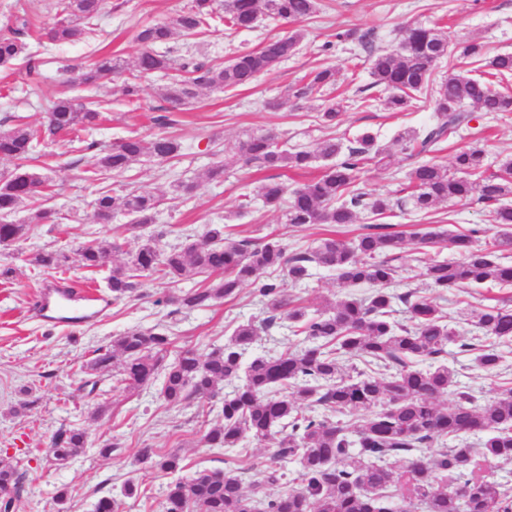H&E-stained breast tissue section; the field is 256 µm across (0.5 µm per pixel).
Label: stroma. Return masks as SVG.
Wrapping results in <instances>:
<instances>
[{"instance_id": "stroma-1", "label": "stroma", "mask_w": 512, "mask_h": 512, "mask_svg": "<svg viewBox=\"0 0 512 512\" xmlns=\"http://www.w3.org/2000/svg\"><path fill=\"white\" fill-rule=\"evenodd\" d=\"M189 3L107 0L95 38L52 44L44 31L57 18V0H0V25L28 12L29 48L43 58L46 74L44 82L31 92L24 84L23 61L0 69V122L20 114L31 124L43 123L49 101L67 92L66 82L75 68L110 53L133 60L141 50L134 39L136 29L169 21ZM414 25L438 29L453 49L462 42L475 41L483 45L489 58L512 53V0H320L318 11L300 24L304 39L296 55L259 75L248 87L203 89L195 100L177 108L162 96L167 78L160 73L141 79L140 97L133 102L124 94L123 78L101 88L109 106L102 124L91 131V139L104 147L130 135L148 140L163 133L180 143L178 156L163 163L139 162L105 180L90 181L86 178L93 163L90 152L79 151L77 143L66 137L47 145V161L37 170L54 184L55 196L50 202L54 220L32 225L22 249L0 248V267L13 270L9 278H0V458H10L24 474L14 512H93L100 496L122 497V487L128 481L139 484L146 493L122 498L124 512H161L162 494L172 476L140 464L137 456L143 448L179 451L186 477L230 461L245 466L246 481L260 479L264 448L251 443L246 450L228 452L201 442L202 425L216 421V407L197 403L169 406L159 396L161 384L157 381L139 391H124L113 389L106 376L93 387L81 370L94 348L138 326L170 321L176 346L207 349L223 345L235 323L259 322L265 317L252 286L240 288L236 299L174 316L170 296L175 289L198 286L199 276L188 277L176 288L153 283L146 286L140 300L111 304L102 316L71 329L44 322L34 312L48 277L30 265L28 258L42 248L63 250L70 261L60 280L105 292L102 274L88 273L79 262V250L88 235L109 238L118 233L116 224L92 220V202L103 188L114 195L134 190L154 194L160 199L157 223L176 225L185 234L200 235L204 225L223 222L230 214L234 238L258 243L273 233L291 251L316 245L325 235L323 225L294 227L287 222L285 208H267L252 197L264 174L239 161L238 143L245 134L271 131L289 145L313 151L325 139L346 143L367 130L378 145L391 146L400 133L429 124L433 119L430 92H423L405 111L389 109L385 93L371 86L368 55L357 39L336 38L347 30L357 34L370 31L376 47L386 48L396 45L404 29ZM282 30L279 22L265 17L256 28L245 31L218 23L195 36L175 35L163 50L174 59L194 53L222 63L238 52L259 48ZM321 66L335 68V86L318 100L296 97L308 74ZM275 97L283 100V108H264V100ZM338 100L343 103L338 123L325 126L320 113L325 104ZM474 141L484 148L489 170L498 171L501 160L512 156V113H477L470 128L444 143L432 159L452 166L457 149ZM218 161L226 165L223 180L203 179V172ZM413 164L406 154L396 153L389 169L365 168L362 184L367 192L403 199L406 174ZM176 179L198 181L195 196L188 200L173 197L169 187ZM388 221L395 230L406 233L429 227L454 233L477 228L484 243L497 232L487 205L474 198L442 203L426 213L397 208ZM277 278L289 298L301 299L312 312L340 293L335 272L325 269L314 271L299 287L288 282L285 273H278ZM500 301L512 304V287L484 283L450 290L440 304L461 343H467L474 334L472 309ZM444 359L456 371L460 384L478 400L488 399L500 385L512 386V353L494 371L477 368L472 353L461 351L459 345L449 346ZM99 405L105 412L93 417ZM62 426L83 428L88 446L74 462L58 467L50 462L48 448L52 433ZM110 439L117 441L118 448L110 457H102L100 446ZM62 490L67 493L63 504L57 499Z\"/></svg>"}]
</instances>
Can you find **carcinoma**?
<instances>
[{
    "label": "carcinoma",
    "mask_w": 512,
    "mask_h": 512,
    "mask_svg": "<svg viewBox=\"0 0 512 512\" xmlns=\"http://www.w3.org/2000/svg\"><path fill=\"white\" fill-rule=\"evenodd\" d=\"M105 0H59V18L46 29L54 43L75 42L92 30ZM224 11L231 30L250 29L265 15L284 24L301 22L318 10L317 0H192L189 8L169 23L137 31L142 44L133 64L105 54L81 69L74 84L99 89L114 77L130 72L124 92L138 96L136 80L155 72L174 70L176 78L165 91L175 106L183 105L200 89L224 90L249 86L261 73L273 70L294 53L304 39L299 29L285 32L251 51L240 52L227 63H181L154 50L179 32L185 36L210 26ZM29 23L18 17L0 27V68L26 60L29 72L41 75L40 64L26 42ZM358 41L371 58V87L389 93L388 107L405 109L432 81L439 62L448 56V37L433 28L406 29L394 47L377 50L372 33ZM461 63L448 67L432 99L434 120L419 130L401 133L400 149L418 161L410 168L404 204L426 212L438 203L472 197L492 207L499 230L492 241L475 243L481 233L453 235L436 228L413 233L422 255V276L436 293L472 284L494 282L512 285V158L500 164L501 173H486L485 151L465 145L458 149L453 169L424 159L473 120L461 110L469 102L482 112H512V54L495 55L489 70L473 73L470 65L483 57L482 46L459 47ZM336 84V70L320 67L296 91L300 97H319ZM103 100L93 96H61L50 101L47 122L32 126L22 115L10 116L11 126L0 130V158L14 167L0 174V215L30 207L27 222L0 223V247L19 250L29 239L31 225L51 221L44 206L51 199L50 180L37 172L41 155L37 147L61 134L97 125ZM82 150L93 153L89 179L122 173L148 157L164 162L178 155L179 143L159 134L146 143L137 136L100 149L90 141ZM244 164L268 173L254 188V196L269 208L286 206L288 223L295 227L353 224L359 211L384 215L395 206L390 196L369 194L361 187L360 173L368 164L390 165L392 154L364 133L348 145L329 138L315 151L288 149L270 132L248 135L239 145ZM323 158L336 159L308 183L291 189L277 171L306 170ZM158 200L151 193L124 195L100 193L94 200L93 222L110 224L118 215L130 218L125 231L141 240L122 264L112 257L122 250L120 237L90 238L81 248L82 266L92 271L109 268L106 288L112 301L137 296L148 281L175 284L191 273L215 275L169 298L176 311L205 310L221 300L236 297L242 285L253 286L263 304L266 327L286 320L301 342L294 350L245 359L259 337L251 320L237 323L224 346L203 353L196 347L174 348L169 325L133 328L110 345L93 350L83 365L89 374L112 373V388L143 389L162 376L159 396L172 406L191 401L211 403L221 398L220 420L205 428L203 442L210 448L232 451L246 442L268 443L269 457L261 480L245 484L240 468L203 469L188 479H176L163 491L162 512H512V486L488 477L482 465L512 461V387H500L481 404L466 387H457L456 371L442 361L449 345L458 341L456 329L435 299L412 292L394 294L389 285L397 267L388 257H398L408 244L400 232L384 224L371 226L348 243L335 231L313 248L288 253L281 240L271 237L252 245L235 240L227 224H207L200 239L175 244L160 251L155 241L169 230L156 223ZM445 245L462 254L458 261L441 260L437 250ZM68 256L61 250H41L31 264L59 271ZM336 272L346 288L373 286L365 297L351 293L310 314L285 296L271 277L284 271L294 285H303L314 268ZM407 309L404 322L394 318L393 303ZM479 330L474 363L491 371L500 367L503 353L483 345L486 339L512 341V308L485 306L471 312ZM358 359L369 370L348 372V362ZM457 387L451 407L440 398ZM478 436V447L463 442L432 455L424 449L439 440ZM87 445L86 432L58 428L50 451L63 465L80 456ZM139 462L167 473L182 470L176 451L164 454L142 448ZM297 468V482L284 485L288 465ZM22 474L17 466L0 461V512L14 508ZM282 487L271 495V487Z\"/></svg>",
    "instance_id": "obj_1"
}]
</instances>
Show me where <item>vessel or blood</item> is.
I'll return each instance as SVG.
<instances>
[{
    "label": "vessel or blood",
    "mask_w": 512,
    "mask_h": 512,
    "mask_svg": "<svg viewBox=\"0 0 512 512\" xmlns=\"http://www.w3.org/2000/svg\"><path fill=\"white\" fill-rule=\"evenodd\" d=\"M108 306V301L102 297L55 282L44 290L36 311L49 322L74 327L82 324L88 316L103 314Z\"/></svg>",
    "instance_id": "obj_1"
}]
</instances>
